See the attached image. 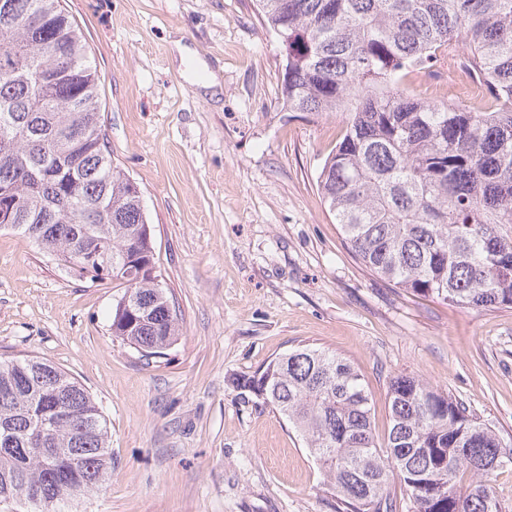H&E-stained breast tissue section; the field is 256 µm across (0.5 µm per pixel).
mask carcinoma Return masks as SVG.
Segmentation results:
<instances>
[{
    "label": "carcinoma",
    "mask_w": 512,
    "mask_h": 512,
    "mask_svg": "<svg viewBox=\"0 0 512 512\" xmlns=\"http://www.w3.org/2000/svg\"><path fill=\"white\" fill-rule=\"evenodd\" d=\"M281 41L282 108L341 112L317 177L357 259L397 288L459 309L512 308V0H257ZM0 230L92 283L124 288L112 335L159 357L178 340L175 304L152 276L137 184L106 149L84 36L61 0H0ZM451 65L479 107L399 86ZM147 267L135 286L87 256ZM281 414L323 470L340 512H502L491 486L512 449L465 404L410 375L391 379L390 428L350 360L302 345L237 379ZM112 470L107 423L71 374L36 357L0 361V502L71 512ZM402 496L388 490L389 476Z\"/></svg>",
    "instance_id": "carcinoma-1"
}]
</instances>
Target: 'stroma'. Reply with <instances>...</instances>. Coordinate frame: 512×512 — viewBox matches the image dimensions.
<instances>
[{
    "instance_id": "obj_1",
    "label": "stroma",
    "mask_w": 512,
    "mask_h": 512,
    "mask_svg": "<svg viewBox=\"0 0 512 512\" xmlns=\"http://www.w3.org/2000/svg\"><path fill=\"white\" fill-rule=\"evenodd\" d=\"M100 76L107 147L136 182L154 263L181 314L166 356L113 337L112 282L69 275L0 231V361L37 356L77 377L110 431L112 472L73 512H336L325 476L280 414L236 378L309 344L349 359L389 428L388 387L420 376L512 448V308L462 310L366 269L317 187L340 115L282 109L284 48L256 0H63ZM220 83L204 95L173 40ZM472 101L456 75L410 77Z\"/></svg>"
}]
</instances>
